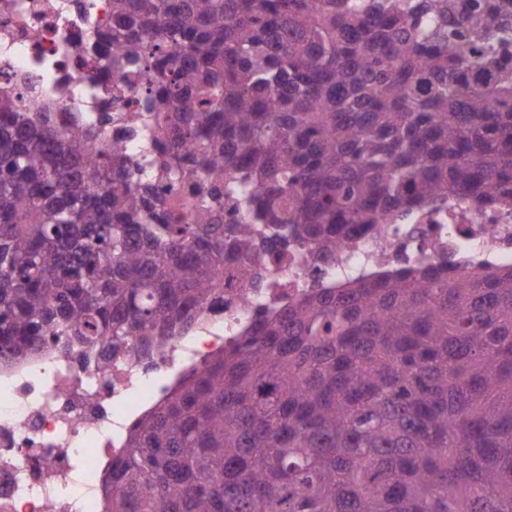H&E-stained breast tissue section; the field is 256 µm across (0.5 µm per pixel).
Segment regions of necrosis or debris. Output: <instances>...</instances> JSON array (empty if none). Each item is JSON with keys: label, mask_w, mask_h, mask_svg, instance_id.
I'll return each instance as SVG.
<instances>
[{"label": "necrosis or debris", "mask_w": 512, "mask_h": 512, "mask_svg": "<svg viewBox=\"0 0 512 512\" xmlns=\"http://www.w3.org/2000/svg\"><path fill=\"white\" fill-rule=\"evenodd\" d=\"M111 5L9 0L0 9V94L89 136L93 155L118 146L147 170L148 122L133 116L143 83L96 74V60L76 50L110 25ZM449 253L474 268L511 265L512 207L479 210L451 198L342 243L329 263L314 262L310 246L292 247L267 266L265 288L238 291L208 309L198 327L146 354L107 364L106 346L81 353L50 343L27 360L0 363V512H105L112 465L132 423L227 340L311 289Z\"/></svg>", "instance_id": "1"}]
</instances>
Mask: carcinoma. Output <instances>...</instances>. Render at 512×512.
I'll return each mask as SVG.
<instances>
[{
    "mask_svg": "<svg viewBox=\"0 0 512 512\" xmlns=\"http://www.w3.org/2000/svg\"><path fill=\"white\" fill-rule=\"evenodd\" d=\"M89 50L149 70L155 170L0 96L1 358L164 345L292 246L512 204V0H112ZM124 448L108 512H512V266L289 301Z\"/></svg>",
    "mask_w": 512,
    "mask_h": 512,
    "instance_id": "1",
    "label": "carcinoma"
}]
</instances>
